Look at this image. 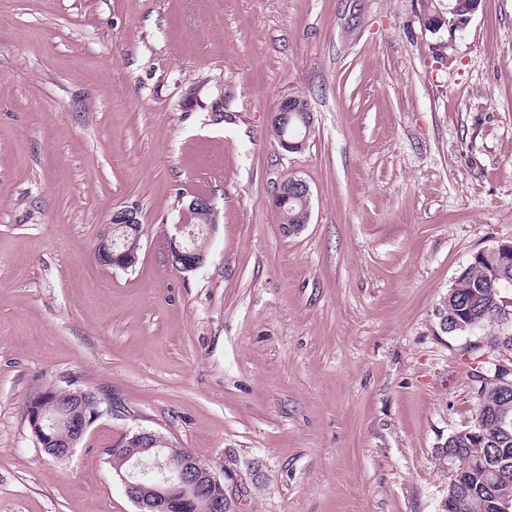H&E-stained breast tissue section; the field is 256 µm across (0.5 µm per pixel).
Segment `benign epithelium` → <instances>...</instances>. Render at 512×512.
Here are the masks:
<instances>
[{"instance_id": "obj_1", "label": "benign epithelium", "mask_w": 512, "mask_h": 512, "mask_svg": "<svg viewBox=\"0 0 512 512\" xmlns=\"http://www.w3.org/2000/svg\"><path fill=\"white\" fill-rule=\"evenodd\" d=\"M314 116L308 100L301 95L283 99L273 112L270 127L280 146L290 153L300 152L308 142L313 128ZM300 198L310 202L311 189L302 178L290 176L283 180L273 194L272 201L282 205L288 200ZM213 208L206 195H194L189 204L182 208L174 234L167 239V251L177 252L189 258L187 271L202 268L207 252L197 246L196 232L189 222L190 210ZM111 223L119 229L139 223L136 210L124 206L112 211ZM101 250L110 254L112 265L129 268L138 261L137 249L113 236L99 242ZM489 263L488 277L501 284L503 291L512 287V241L479 251ZM492 316L501 323L512 320V299L503 296L492 308ZM108 411L116 417L137 419V414L129 413L115 396L102 395ZM92 421L75 428L76 437L60 441L55 448L44 452L57 460H66L73 453L76 444L85 437ZM156 431L139 427L135 431L124 432L112 448L113 475L121 483L127 498L135 505L137 512H235L233 501L227 495L224 484L209 468L200 467L193 455L185 448H179L170 441L162 448H149L147 441ZM133 444H140L139 455L124 452ZM442 459L448 461L450 481L448 483V504L442 508L455 506V500L462 493L460 476L471 461L454 448L442 444L437 447ZM486 466L492 472L491 480L505 481L512 478L509 463L500 462L497 457L486 459Z\"/></svg>"}]
</instances>
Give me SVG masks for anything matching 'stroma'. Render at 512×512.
I'll list each match as a JSON object with an SVG mask.
<instances>
[{"label":"stroma","instance_id":"1","mask_svg":"<svg viewBox=\"0 0 512 512\" xmlns=\"http://www.w3.org/2000/svg\"><path fill=\"white\" fill-rule=\"evenodd\" d=\"M424 0H0V512H135L107 451L145 427L209 465L236 512H438L512 322L438 334L479 251L512 240V0L462 32ZM308 99L306 148L270 129ZM310 220L271 206L289 175ZM210 197L203 268L166 241ZM136 207V265L95 254ZM124 399L71 457L38 387ZM295 123L302 130L301 136L290 139L286 136L288 124ZM314 116L308 100L301 95L283 99L273 112L270 127L282 149L288 153L301 152L308 142L313 128ZM295 198L304 200L309 209L311 199V189L309 184L300 177L289 176L277 186L272 198V203L278 202L282 205L288 203L284 209L279 208L275 210L280 220L281 229L284 224H287L286 232L288 235L299 234L303 231L310 220V213L308 216L307 207L304 201L292 200L288 202V200ZM290 224H297V226L288 227Z\"/></svg>","mask_w":512,"mask_h":512}]
</instances>
